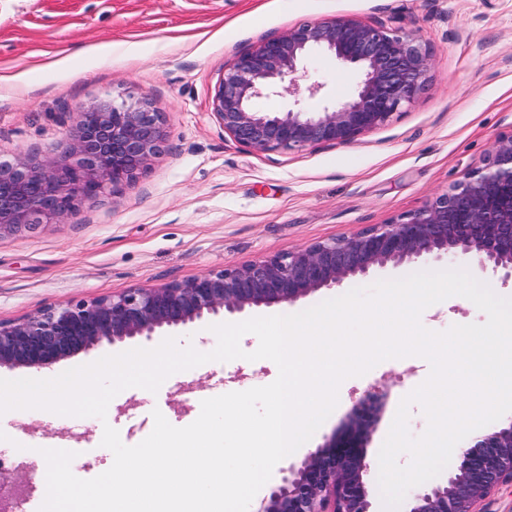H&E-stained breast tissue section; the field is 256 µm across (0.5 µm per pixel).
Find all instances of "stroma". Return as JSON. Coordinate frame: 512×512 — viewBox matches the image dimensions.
Masks as SVG:
<instances>
[{"label":"stroma","instance_id":"1","mask_svg":"<svg viewBox=\"0 0 512 512\" xmlns=\"http://www.w3.org/2000/svg\"><path fill=\"white\" fill-rule=\"evenodd\" d=\"M348 16L416 33L432 49L423 94L385 127L349 145L256 153L225 134L212 98L225 66L288 28ZM357 70L327 55L307 63L297 97L256 99L263 112L294 100L315 108L347 98ZM318 95H309L312 83ZM143 98L162 114L165 152L115 192L81 205L62 224L0 236V321L69 301L159 288L293 251L411 214L464 180L512 133V0H0V157L61 152L82 110ZM456 259L375 268L290 305L299 313L381 279L458 267ZM467 299L448 298L420 317L431 331L481 324ZM128 344L98 346L43 369L0 368L4 379H51ZM429 363L388 359L345 379L338 404L309 441L338 430L370 385L392 378L367 448L377 459L404 396ZM270 360L207 362L168 377L157 393L122 392L106 419L49 421L42 410L0 415V471L34 469L44 501L42 449L65 446L73 474L91 479L113 464L104 425L134 446L160 410L176 427L193 423L202 400L273 382Z\"/></svg>","mask_w":512,"mask_h":512}]
</instances>
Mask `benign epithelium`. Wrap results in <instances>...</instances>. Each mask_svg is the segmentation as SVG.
Segmentation results:
<instances>
[{
    "instance_id": "benign-epithelium-1",
    "label": "benign epithelium",
    "mask_w": 512,
    "mask_h": 512,
    "mask_svg": "<svg viewBox=\"0 0 512 512\" xmlns=\"http://www.w3.org/2000/svg\"><path fill=\"white\" fill-rule=\"evenodd\" d=\"M316 53L356 68L361 79L344 100L311 110L294 102L262 112L254 100L298 92L299 73ZM432 51L411 32L352 18L304 23L266 38L224 70L212 105L224 133L255 152L348 145L389 124L425 90ZM162 113L146 100L100 102L81 112L64 151L0 160V235L73 218L79 205L132 180L165 148ZM471 257L481 271L512 283V134L499 137L483 164L418 211L386 224L320 241L160 288L48 308L0 322V368H43L103 343L150 339L206 318L242 315L260 306L294 304L349 277L388 263ZM389 380L369 386L360 402L376 405ZM375 417L353 414L281 468L279 482L255 512H377L364 446ZM512 486V423L475 435L442 484L416 493L406 512H480L478 505ZM0 512L35 488L27 475L6 482Z\"/></svg>"
}]
</instances>
